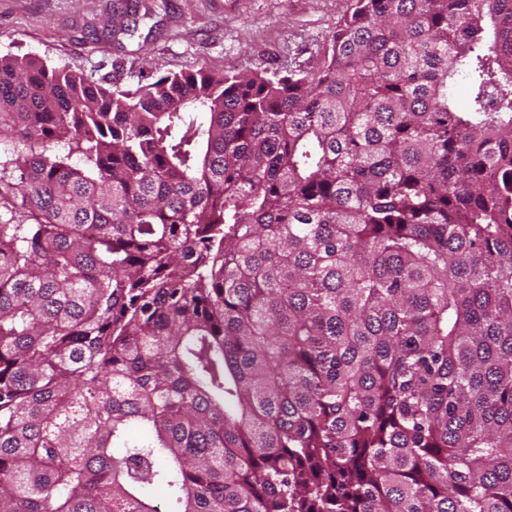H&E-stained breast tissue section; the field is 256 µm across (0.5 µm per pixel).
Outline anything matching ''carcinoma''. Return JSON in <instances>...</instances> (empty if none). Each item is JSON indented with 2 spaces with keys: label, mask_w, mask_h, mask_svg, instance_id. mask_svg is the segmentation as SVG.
I'll list each match as a JSON object with an SVG mask.
<instances>
[{
  "label": "carcinoma",
  "mask_w": 512,
  "mask_h": 512,
  "mask_svg": "<svg viewBox=\"0 0 512 512\" xmlns=\"http://www.w3.org/2000/svg\"><path fill=\"white\" fill-rule=\"evenodd\" d=\"M157 486L512 512V0H353L315 69L135 90L0 56V512Z\"/></svg>",
  "instance_id": "cac0c4a2"
}]
</instances>
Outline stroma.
Returning a JSON list of instances; mask_svg holds the SVG:
<instances>
[{"label":"stroma","instance_id":"1","mask_svg":"<svg viewBox=\"0 0 512 512\" xmlns=\"http://www.w3.org/2000/svg\"><path fill=\"white\" fill-rule=\"evenodd\" d=\"M352 0H0V55L136 87L180 72L308 67ZM124 26L133 35L121 34Z\"/></svg>","mask_w":512,"mask_h":512}]
</instances>
